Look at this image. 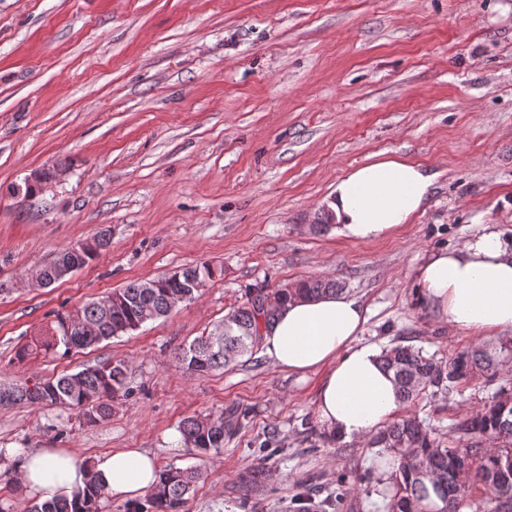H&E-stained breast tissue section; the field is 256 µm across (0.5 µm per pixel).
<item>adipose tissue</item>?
Instances as JSON below:
<instances>
[{"mask_svg": "<svg viewBox=\"0 0 512 512\" xmlns=\"http://www.w3.org/2000/svg\"><path fill=\"white\" fill-rule=\"evenodd\" d=\"M435 176L412 159L379 152L332 185L326 210L345 238L376 242L423 212ZM421 304L451 327L484 337L512 335V242L488 229L429 255L415 270ZM366 309L339 293L295 299L263 334L261 352L280 371L321 375L316 420L330 436L363 437L398 419L403 403L378 350L362 343ZM22 484L37 500L72 499L96 479L113 498L137 500L155 486L156 457L120 448L85 462L73 448H12Z\"/></svg>", "mask_w": 512, "mask_h": 512, "instance_id": "obj_1", "label": "adipose tissue"}]
</instances>
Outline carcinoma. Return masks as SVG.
I'll use <instances>...</instances> for the list:
<instances>
[{
	"label": "carcinoma",
	"instance_id": "obj_1",
	"mask_svg": "<svg viewBox=\"0 0 512 512\" xmlns=\"http://www.w3.org/2000/svg\"><path fill=\"white\" fill-rule=\"evenodd\" d=\"M94 256L77 244L60 251L34 277L51 286L62 280L61 269L78 270ZM215 269L208 263L182 267L159 277L134 281L112 291L111 302L88 301L57 317L43 347L79 351L138 330L167 316L178 296L195 299ZM343 291L334 278H311L284 288H251L246 301L224 321L175 353L182 369L206 376L253 359L260 348L262 329L275 321L280 305L296 298H317ZM385 368L394 373L404 403H414L427 393H460L475 378L499 380L497 352L485 346L460 350L448 360H438L412 346L397 344L381 351ZM127 394L126 366L110 359L81 370L36 379L9 387L0 386V404H22L37 409H61L82 424L97 425L112 416V402ZM250 410L230 409L219 415L195 414L179 425L185 447L201 453L224 447L249 417ZM470 440L454 446L455 436ZM367 446L393 452L392 491L387 512H512V386L501 385L473 415L448 427V442L432 435L426 420L408 415L370 436ZM201 479L192 467L161 470L147 503L132 512H181L186 495ZM106 492L91 479L72 501L34 502L30 512H99Z\"/></svg>",
	"mask_w": 512,
	"mask_h": 512
}]
</instances>
